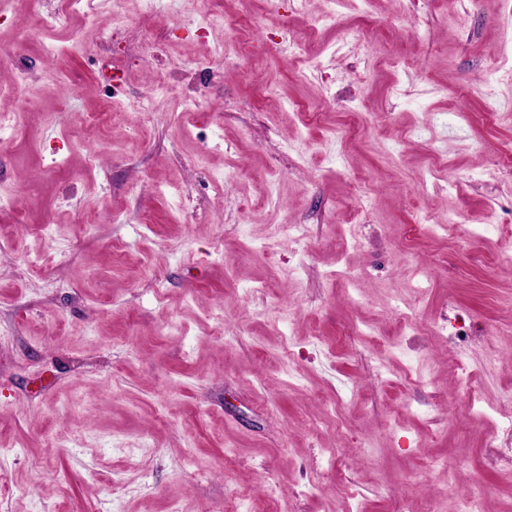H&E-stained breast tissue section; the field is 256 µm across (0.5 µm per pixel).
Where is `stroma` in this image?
<instances>
[{
  "mask_svg": "<svg viewBox=\"0 0 512 512\" xmlns=\"http://www.w3.org/2000/svg\"><path fill=\"white\" fill-rule=\"evenodd\" d=\"M280 7L0 0V512H512V12Z\"/></svg>",
  "mask_w": 512,
  "mask_h": 512,
  "instance_id": "1",
  "label": "stroma"
}]
</instances>
